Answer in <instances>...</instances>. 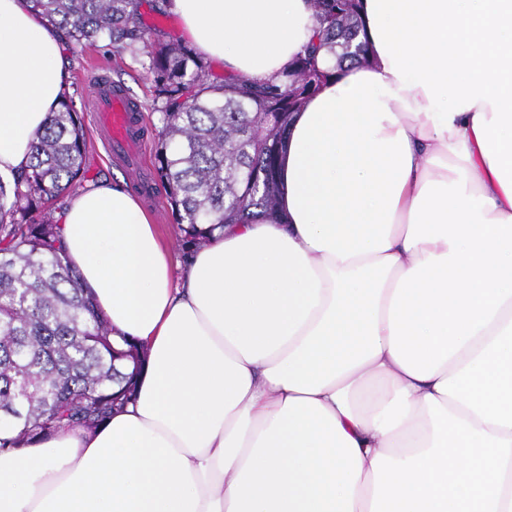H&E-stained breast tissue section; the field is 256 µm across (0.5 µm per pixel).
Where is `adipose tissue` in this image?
I'll list each match as a JSON object with an SVG mask.
<instances>
[{"instance_id": "adipose-tissue-1", "label": "adipose tissue", "mask_w": 512, "mask_h": 512, "mask_svg": "<svg viewBox=\"0 0 512 512\" xmlns=\"http://www.w3.org/2000/svg\"><path fill=\"white\" fill-rule=\"evenodd\" d=\"M224 72L276 78L309 0H170ZM365 62L288 125L276 210L173 267L120 182L58 217L147 352L96 430L0 454V512H512V0H362ZM69 86L0 0V174Z\"/></svg>"}]
</instances>
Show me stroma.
I'll list each match as a JSON object with an SVG mask.
<instances>
[{
  "label": "stroma",
  "instance_id": "obj_1",
  "mask_svg": "<svg viewBox=\"0 0 512 512\" xmlns=\"http://www.w3.org/2000/svg\"><path fill=\"white\" fill-rule=\"evenodd\" d=\"M70 62V89L76 90L77 108L87 141V172L85 180L89 183L99 181L122 180L132 185L134 180L145 182V190L138 196L144 204L154 211L158 230L171 250H178V226L174 221L170 200L157 178L152 161L158 147V131L154 127L156 115L153 111L155 87L153 76L145 68L142 58L132 57L128 53H113L101 46L83 48H65ZM106 75L112 82L121 84L129 96L137 102L140 118L146 129L147 140L143 164L138 177H131L125 162L109 157L104 145L103 134L95 122L89 87L98 75Z\"/></svg>",
  "mask_w": 512,
  "mask_h": 512
}]
</instances>
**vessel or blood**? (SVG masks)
I'll list each match as a JSON object with an SVG mask.
<instances>
[{
	"instance_id": "vessel-or-blood-1",
	"label": "vessel or blood",
	"mask_w": 512,
	"mask_h": 512,
	"mask_svg": "<svg viewBox=\"0 0 512 512\" xmlns=\"http://www.w3.org/2000/svg\"><path fill=\"white\" fill-rule=\"evenodd\" d=\"M96 117L113 149L137 157L144 140L137 134L138 117L123 89L110 82L97 83L94 91Z\"/></svg>"
}]
</instances>
